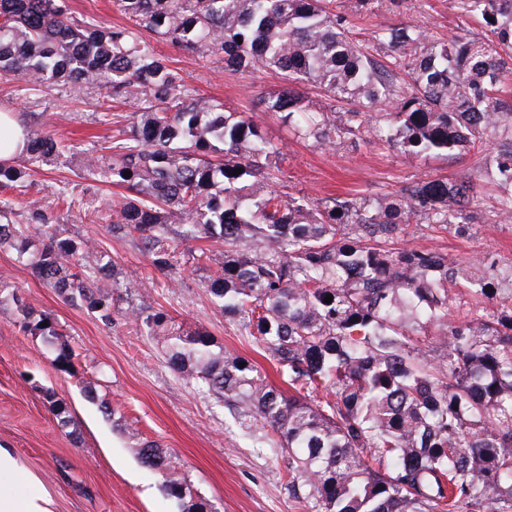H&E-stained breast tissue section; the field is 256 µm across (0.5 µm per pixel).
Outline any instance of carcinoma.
Instances as JSON below:
<instances>
[{
	"label": "carcinoma",
	"mask_w": 512,
	"mask_h": 512,
	"mask_svg": "<svg viewBox=\"0 0 512 512\" xmlns=\"http://www.w3.org/2000/svg\"><path fill=\"white\" fill-rule=\"evenodd\" d=\"M127 23L94 26L63 0H0V77L97 85L134 100L130 130L112 155L86 166L125 193L108 214L178 284L181 241L224 245L207 290L224 314L275 361L281 384L207 332L181 331L160 308L130 305L127 323L160 345L186 385L261 427L259 447L285 464L288 492L305 512H512V309L448 323V284L464 280L489 301L512 302V270L450 262L434 251L389 248L416 217L452 227L475 205L466 180H415L370 205L355 198H282L281 147L240 112L203 100L154 50L161 40L203 59L286 83L264 111L323 146L368 132L410 155L461 148L497 154L496 216L512 219V0H452L483 34L443 37L425 24L373 32L386 63L353 37L338 0H113ZM320 89L330 105L293 84ZM26 148L0 164L14 189L29 166L63 153L56 132L24 130ZM243 169L239 175L237 169ZM130 172L124 176V172ZM0 198V246L9 245L44 287L111 325L114 288L129 272L89 264L85 239L65 235L55 208ZM331 302H325L327 296ZM51 347L54 367L76 374V353L56 319L35 312L0 278V307ZM47 326H42V323ZM430 327L429 343L415 334ZM46 398L57 424L67 405ZM179 512H213L161 445L138 443Z\"/></svg>",
	"instance_id": "cac0c4a2"
}]
</instances>
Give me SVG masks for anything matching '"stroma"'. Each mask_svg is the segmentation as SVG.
<instances>
[{"label":"stroma","instance_id":"obj_1","mask_svg":"<svg viewBox=\"0 0 512 512\" xmlns=\"http://www.w3.org/2000/svg\"><path fill=\"white\" fill-rule=\"evenodd\" d=\"M427 24L443 35L480 26L464 21L451 0H398L352 15L358 39H370L379 26ZM154 49L180 69L199 97L219 98L230 112H242L281 147L288 194L312 200L358 197L377 200L417 179H468L478 199L467 224L444 230L412 222L402 234L407 247L429 249L449 259L487 257L499 267L512 266V220H497L498 188L482 153L415 156L387 149L374 136L358 143L341 140L326 147L303 140L260 104L280 88L274 75L255 79L225 70L221 58L198 59L166 42ZM0 110L26 121L29 130L51 123L67 150L58 161L33 168L24 187L7 190L10 198L53 201L69 194L71 209H58L57 222L91 241L94 250L111 257L137 276L136 288L116 289L114 307L128 301L165 310L187 330L209 332L231 351L256 362L270 380L278 374L267 353L214 306L204 287L207 271L185 261L176 287L155 270L131 242L113 238L106 221L85 220V211L108 213L120 190L85 171L88 151L106 146L119 129L128 128L133 103L114 104L104 90L91 85L44 84L0 78ZM18 287L37 311L52 313L74 347L76 375L55 370L42 340L20 331V312L0 308V448L51 501L52 512H177L162 479L144 467L137 438L158 441L199 495L217 512H301L288 493L284 468L270 449L258 448L243 435L234 412L186 387L172 372L161 349L135 332L123 319L104 325L93 313L70 305L43 287L10 246L0 247V275ZM94 387L114 411L105 416L84 394ZM67 404L70 424L59 427L45 391Z\"/></svg>","mask_w":512,"mask_h":512}]
</instances>
